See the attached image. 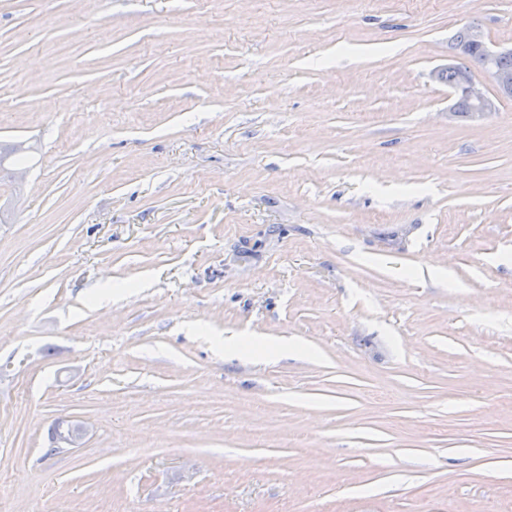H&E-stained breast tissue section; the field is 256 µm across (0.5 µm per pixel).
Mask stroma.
Returning a JSON list of instances; mask_svg holds the SVG:
<instances>
[{
  "label": "stroma",
  "mask_w": 512,
  "mask_h": 512,
  "mask_svg": "<svg viewBox=\"0 0 512 512\" xmlns=\"http://www.w3.org/2000/svg\"><path fill=\"white\" fill-rule=\"evenodd\" d=\"M473 22L512 46V0H0V512H512V100L432 77ZM300 346L294 343L288 342V340L281 341H267L257 340L253 338H242L236 336H230L224 338V352L225 354H232L239 357H248L253 359L264 358L270 354L299 350Z\"/></svg>",
  "instance_id": "35a3bbf8"
}]
</instances>
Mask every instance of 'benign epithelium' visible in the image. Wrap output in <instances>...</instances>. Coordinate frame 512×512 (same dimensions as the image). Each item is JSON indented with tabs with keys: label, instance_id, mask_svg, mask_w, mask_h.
<instances>
[{
	"label": "benign epithelium",
	"instance_id": "1",
	"mask_svg": "<svg viewBox=\"0 0 512 512\" xmlns=\"http://www.w3.org/2000/svg\"><path fill=\"white\" fill-rule=\"evenodd\" d=\"M467 35L469 44L481 51V57L476 59L464 49L457 51V55L469 61L477 60L478 67L491 81L492 92L482 91L476 86L474 79L470 78L456 86L454 93L456 97L471 103L474 114L493 112L496 110L497 102L512 99V67L499 63V60L512 56V48H493L481 29L476 26L468 27ZM88 433L87 426L81 424L75 434L62 432L58 438V444L63 447H78L84 443Z\"/></svg>",
	"mask_w": 512,
	"mask_h": 512
}]
</instances>
